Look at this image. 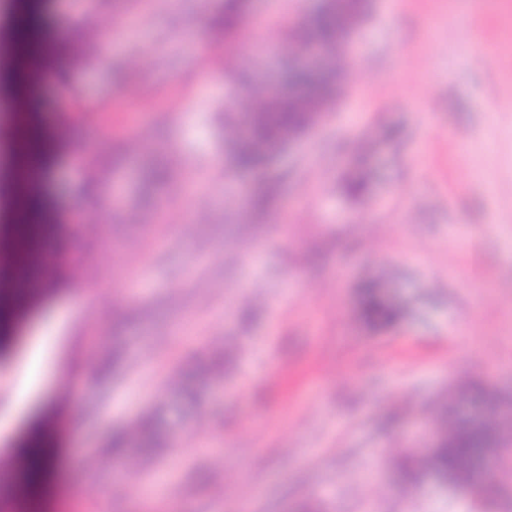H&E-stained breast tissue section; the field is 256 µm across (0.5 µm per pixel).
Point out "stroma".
Returning a JSON list of instances; mask_svg holds the SVG:
<instances>
[{"label":"stroma","mask_w":512,"mask_h":512,"mask_svg":"<svg viewBox=\"0 0 512 512\" xmlns=\"http://www.w3.org/2000/svg\"><path fill=\"white\" fill-rule=\"evenodd\" d=\"M318 3L249 0L254 41L214 36L224 0H36L23 74L0 0V297L31 126L55 273L14 334L60 341L0 434V512H487L472 483L402 485L396 460L434 444L441 406L512 402V0H368L342 96L275 157L257 219V176L224 155V59L276 84L293 59L268 46ZM135 139L167 146L170 183L146 187L150 152L113 164ZM370 280L392 323L363 319ZM36 421L57 453L37 506L17 485ZM144 422L162 447L115 455ZM478 477L512 512V439ZM278 187L277 179L269 178L264 181L252 196V210L255 213H263L268 210L276 199Z\"/></svg>","instance_id":"1"}]
</instances>
